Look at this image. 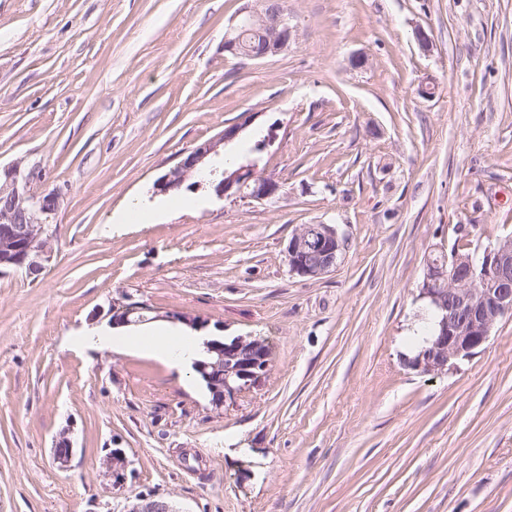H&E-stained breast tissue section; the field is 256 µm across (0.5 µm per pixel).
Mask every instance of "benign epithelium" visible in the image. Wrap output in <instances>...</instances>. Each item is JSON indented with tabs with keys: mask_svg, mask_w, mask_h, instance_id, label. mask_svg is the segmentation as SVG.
<instances>
[{
	"mask_svg": "<svg viewBox=\"0 0 512 512\" xmlns=\"http://www.w3.org/2000/svg\"><path fill=\"white\" fill-rule=\"evenodd\" d=\"M259 29L262 48L249 53L263 60L288 49L296 29L288 20L282 0H256L245 4L237 22L224 37V52L238 58L243 48L239 30ZM252 117L224 129L218 136L196 144L179 155L178 162L153 185L154 193L167 194L186 181L210 172V191L217 197H247L257 202L279 196L283 185L257 172L250 162L233 172L217 173L212 160L220 147L237 139L251 124ZM43 184L39 166L19 163L0 171V275L23 271L37 278L51 259V237L46 224L60 208L62 193L37 192ZM344 240L331 224H303L286 248L290 272L316 279L331 272L342 254ZM448 288L449 303L440 298L438 285ZM418 297L436 308V331L418 354L406 359V366L421 374H439L464 359L473 357L504 318L512 319V236H503L480 248L461 253L455 249L444 261L426 260ZM202 345L207 358L194 363L201 380L208 385L211 405L224 408L265 378L270 361L264 345L246 336H205ZM73 452L71 439L62 433L55 446V459L64 466ZM127 512H174L164 499L138 497Z\"/></svg>",
	"mask_w": 512,
	"mask_h": 512,
	"instance_id": "1",
	"label": "benign epithelium"
}]
</instances>
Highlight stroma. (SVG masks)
<instances>
[{
    "label": "stroma",
    "instance_id": "obj_1",
    "mask_svg": "<svg viewBox=\"0 0 512 512\" xmlns=\"http://www.w3.org/2000/svg\"><path fill=\"white\" fill-rule=\"evenodd\" d=\"M243 4L0 0V166L63 190L47 268L0 276V512L141 495L177 512H512V319L444 374L404 362L428 251L512 232V0H287L298 38L260 61L224 51ZM249 113L225 154L276 128L258 169L278 199L154 194ZM319 222L342 257L297 276L288 241ZM126 295L268 338L267 377L218 411L192 371L77 348Z\"/></svg>",
    "mask_w": 512,
    "mask_h": 512
}]
</instances>
